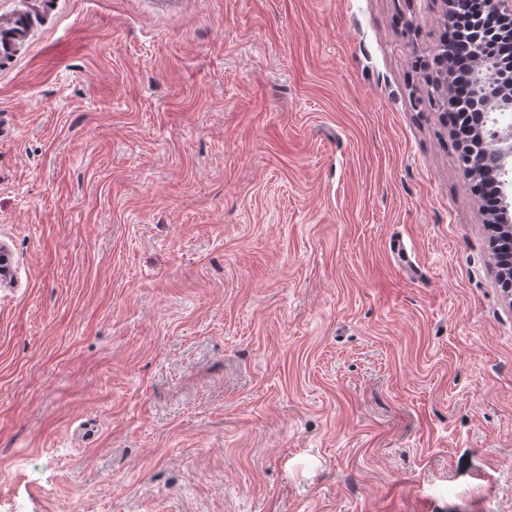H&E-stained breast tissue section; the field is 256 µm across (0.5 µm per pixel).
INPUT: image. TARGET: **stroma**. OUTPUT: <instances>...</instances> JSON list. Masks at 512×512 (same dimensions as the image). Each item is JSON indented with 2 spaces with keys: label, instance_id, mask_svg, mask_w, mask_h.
I'll return each mask as SVG.
<instances>
[{
  "label": "stroma",
  "instance_id": "obj_1",
  "mask_svg": "<svg viewBox=\"0 0 512 512\" xmlns=\"http://www.w3.org/2000/svg\"><path fill=\"white\" fill-rule=\"evenodd\" d=\"M180 2L0 73V512H512L440 0ZM448 57L451 67L449 73L450 84L454 86V89H457L458 85L466 83L467 71L461 65V61L451 53L448 55L445 51L438 52L429 60V67H434L438 74L437 80L432 83L435 90L431 96L438 98V105L435 104L438 111L446 114L448 108L447 113L452 115L453 123H459L463 130L467 129L469 132L470 124L478 126V118L476 112L466 114L465 111L454 108V100H461L462 98L448 94Z\"/></svg>",
  "mask_w": 512,
  "mask_h": 512
}]
</instances>
